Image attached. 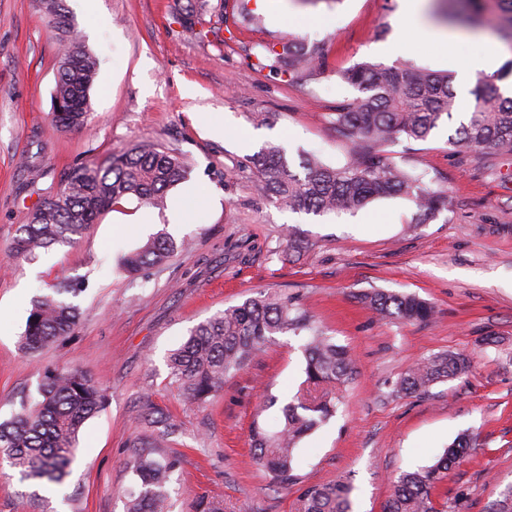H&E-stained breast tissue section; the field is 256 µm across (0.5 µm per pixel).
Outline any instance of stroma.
Instances as JSON below:
<instances>
[{"mask_svg": "<svg viewBox=\"0 0 512 512\" xmlns=\"http://www.w3.org/2000/svg\"><path fill=\"white\" fill-rule=\"evenodd\" d=\"M87 48L98 58L90 127L52 123L56 49L32 0H0V422L38 399L44 367L76 368L104 390V407L80 437L78 457L56 496L38 494L0 461V512H124L136 443L156 429L154 406L173 426L155 456L179 458L168 485L169 512H301L306 486L348 478L353 512H383L400 472L433 464L457 437L475 445L438 490L447 512H512V154H462L443 121L425 142L390 146L400 166L447 192V210L417 222L402 196L354 213L293 212L257 195L243 176L248 155L278 145L288 155L347 162L350 141L329 119L356 90L336 75L359 62L408 63L448 71L441 48L419 38L396 44L398 0H278L280 23L199 34L176 18L177 0H96L93 14L68 0ZM323 45L328 70L295 85L258 70L257 44L288 37ZM179 150L190 174L167 194L185 221L165 209L149 232L134 224L146 206L127 198L76 244L37 260L13 255L18 229L77 164L132 146ZM309 248L290 262L277 253L289 232ZM188 241L166 265L131 275L120 254L149 236ZM82 282L73 336L30 356L21 347L31 301L55 278ZM380 290L414 294L432 321L378 320L362 301ZM279 293L306 308L315 326L346 346L355 375L305 382L307 332L276 337L267 350L204 403L173 385L167 359L196 325L260 295ZM461 352L471 372L422 395L394 389L430 356ZM280 402L329 399L336 412L296 450L297 485L274 486L252 461L250 428L259 395Z\"/></svg>", "mask_w": 512, "mask_h": 512, "instance_id": "stroma-1", "label": "stroma"}]
</instances>
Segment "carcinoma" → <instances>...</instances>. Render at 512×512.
<instances>
[{
    "mask_svg": "<svg viewBox=\"0 0 512 512\" xmlns=\"http://www.w3.org/2000/svg\"><path fill=\"white\" fill-rule=\"evenodd\" d=\"M248 2L237 0L233 24L258 28L263 17L248 8ZM33 4L47 18L57 45L53 105L71 103L63 112L53 111L52 122L63 131H82L89 123L98 60L83 44L66 0H33ZM224 9L226 0H186L180 6L179 20L191 28L200 26L199 33L207 35L214 31L213 19L224 22ZM497 11L507 14V25L499 33L512 49V0H459L457 11L448 17L476 26ZM325 59L323 46L303 45L290 38L262 46L257 67L304 84L325 72ZM338 77L358 91L331 112L336 129L352 142L348 163L333 167L313 154H302L295 163L283 148L269 145L248 158L254 189L280 208L314 214L356 211L373 200L397 195L409 198L425 217L448 209L447 194L428 186L423 175L399 167L386 147L400 140L423 142L439 121L452 119L458 110L453 75L409 64L361 63ZM473 94L471 112L455 130L451 143L462 151L512 153V96L500 93L481 75L475 77ZM187 172L181 152L155 146L138 145L102 161L82 163L67 173L54 195L35 206L12 251L19 258L33 260L56 245H72L100 215L128 197L161 207L167 192ZM178 250L176 243L161 234L130 252L124 267L137 274L168 263ZM79 292L78 283L63 277L33 301L21 337L24 350L37 354L74 334L79 310L62 295L75 297ZM364 299L382 320L427 322L434 315V307L413 294L374 292ZM301 330L310 332L303 347L307 382L337 383L356 372L348 350L315 329L294 300L263 294L196 325L170 355V376L190 400L204 402L224 388V378L243 369L274 337ZM472 362V357L460 353L434 355L400 376L395 390L426 393L436 383L468 373ZM38 391L41 399L32 408L0 422V458L24 480L58 486L76 460L84 425L102 409L106 395L82 371L52 367L44 368ZM335 411L330 399L299 400L284 404L271 428L254 419L252 457L271 483L286 487L296 482V448ZM469 447V440L461 437L434 464L399 474L384 512H445L437 507L436 491ZM178 466L175 458L135 456L131 472L138 490L129 495L126 512H167L168 484ZM350 492L347 480L308 486L301 493L302 512H350Z\"/></svg>",
    "mask_w": 512,
    "mask_h": 512,
    "instance_id": "obj_1",
    "label": "carcinoma"
}]
</instances>
